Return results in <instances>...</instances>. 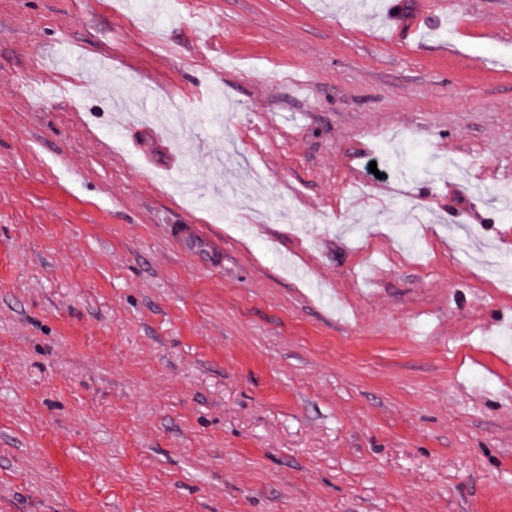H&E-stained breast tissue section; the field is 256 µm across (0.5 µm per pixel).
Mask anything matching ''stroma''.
I'll return each instance as SVG.
<instances>
[{"instance_id":"1","label":"stroma","mask_w":512,"mask_h":512,"mask_svg":"<svg viewBox=\"0 0 512 512\" xmlns=\"http://www.w3.org/2000/svg\"><path fill=\"white\" fill-rule=\"evenodd\" d=\"M182 2L0 0V512H512V0ZM169 236L183 255L219 265L224 261V239L208 224H174Z\"/></svg>"}]
</instances>
